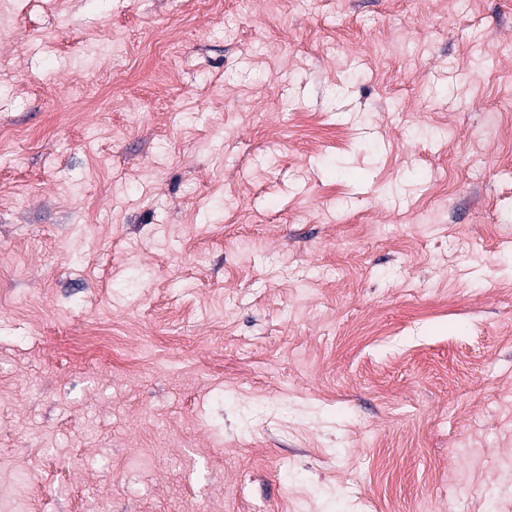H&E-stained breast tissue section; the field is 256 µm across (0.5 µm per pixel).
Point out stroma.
<instances>
[{
    "label": "stroma",
    "instance_id": "35a3bbf8",
    "mask_svg": "<svg viewBox=\"0 0 512 512\" xmlns=\"http://www.w3.org/2000/svg\"><path fill=\"white\" fill-rule=\"evenodd\" d=\"M26 499L512 512V0H0Z\"/></svg>",
    "mask_w": 512,
    "mask_h": 512
}]
</instances>
